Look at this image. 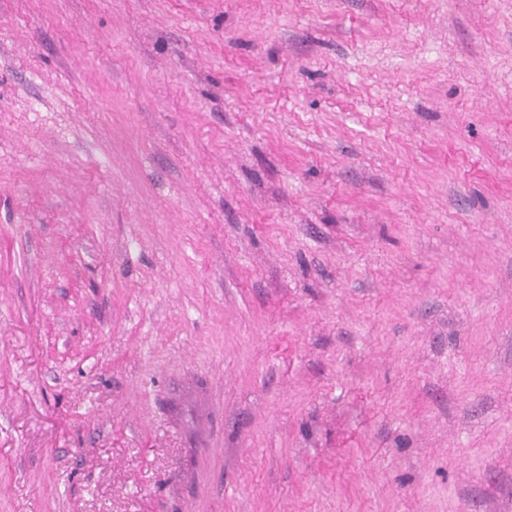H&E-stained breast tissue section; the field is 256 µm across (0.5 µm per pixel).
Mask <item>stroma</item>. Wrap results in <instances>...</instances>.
<instances>
[{
  "label": "stroma",
  "instance_id": "35a3bbf8",
  "mask_svg": "<svg viewBox=\"0 0 512 512\" xmlns=\"http://www.w3.org/2000/svg\"><path fill=\"white\" fill-rule=\"evenodd\" d=\"M0 512H512V0H0Z\"/></svg>",
  "mask_w": 512,
  "mask_h": 512
}]
</instances>
